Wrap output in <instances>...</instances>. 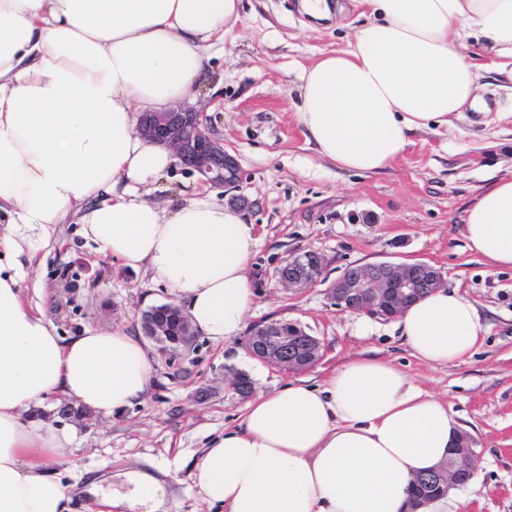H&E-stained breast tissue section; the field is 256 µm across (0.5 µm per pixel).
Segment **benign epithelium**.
Returning <instances> with one entry per match:
<instances>
[{"mask_svg": "<svg viewBox=\"0 0 512 512\" xmlns=\"http://www.w3.org/2000/svg\"><path fill=\"white\" fill-rule=\"evenodd\" d=\"M136 132L172 149L203 183L224 188L226 204L241 210L252 207L248 197L235 193L242 183L239 164L224 150V142L215 137L204 110L179 105L164 112H144ZM323 269L324 259L318 252L301 251L279 269L278 278L290 288H304L316 282ZM444 284L441 270L426 262L350 265L328 289L327 299L340 311L391 320L425 291ZM140 327L143 336L155 344L167 362L175 360L195 338L188 317L174 303L154 305L143 311ZM245 346L259 361L288 371L309 368L323 356L320 340L289 321L256 324L246 337ZM56 413L64 420L90 418V413L68 402L61 403ZM478 463L475 441L463 431L448 460L434 469V478L448 491L458 490L463 487L462 479L474 472Z\"/></svg>", "mask_w": 512, "mask_h": 512, "instance_id": "7a95c632", "label": "benign epithelium"}]
</instances>
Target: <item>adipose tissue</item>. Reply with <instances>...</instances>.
<instances>
[{
    "mask_svg": "<svg viewBox=\"0 0 512 512\" xmlns=\"http://www.w3.org/2000/svg\"><path fill=\"white\" fill-rule=\"evenodd\" d=\"M346 48L299 72L306 141L339 167L385 171L412 131L480 108L472 39L512 83V0H365ZM241 0H0V512H71L62 480L37 459L70 445L43 399L62 394L102 418L144 401L152 364L137 336L111 329L60 337L21 283L56 225L83 235L185 302L196 333L242 332L256 293L257 243L244 214L195 198L162 206L143 189L172 163L136 132L138 116L204 83L210 51L231 37ZM467 247L512 267V176L494 180L463 217ZM429 365L470 355L484 332L474 302L438 288L396 320ZM460 427L447 403L390 362L349 360L318 386L259 393L241 422L194 464L202 504L221 512H411L417 474L447 460ZM100 512H170L167 483L131 467Z\"/></svg>",
    "mask_w": 512,
    "mask_h": 512,
    "instance_id": "1",
    "label": "adipose tissue"
}]
</instances>
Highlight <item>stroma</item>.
I'll use <instances>...</instances> for the list:
<instances>
[{
    "label": "stroma",
    "mask_w": 512,
    "mask_h": 512,
    "mask_svg": "<svg viewBox=\"0 0 512 512\" xmlns=\"http://www.w3.org/2000/svg\"><path fill=\"white\" fill-rule=\"evenodd\" d=\"M337 21L303 15L301 0H243L232 40L215 52L205 84L191 104L205 109L215 134L235 156L242 189L254 207L246 218L259 243L250 275L256 302L246 324L299 322L323 345V358L302 371H285L250 355L243 338L223 344L195 336L174 363L147 344L153 378L145 400L109 419L78 422V435L59 456L42 459L48 473L75 487L72 512H89L77 488L96 472L117 474L142 462L168 472L172 512H208L192 482V466L210 440L239 424L246 398L229 386L247 373L259 392L290 382H322L361 353L391 361L422 388L445 399L455 420L476 441L474 479L458 494L461 512H512V269L493 268L470 254L463 236L466 207L492 179L512 174V91L483 73L488 112L465 109L452 124L410 134V143L381 173L339 168L307 143L297 121L298 68L345 48L365 10L344 0ZM203 184L180 162L148 185L160 203L194 198ZM302 250L324 258L320 279L288 288L277 269ZM423 261L440 268L477 306L483 342L464 361L431 366L412 357L394 321L331 306L327 290L347 266ZM37 271L41 304L63 337L109 328L139 333L142 311L177 302L174 291L148 273L124 268L87 241L77 225L56 227L51 252Z\"/></svg>",
    "instance_id": "obj_1"
}]
</instances>
